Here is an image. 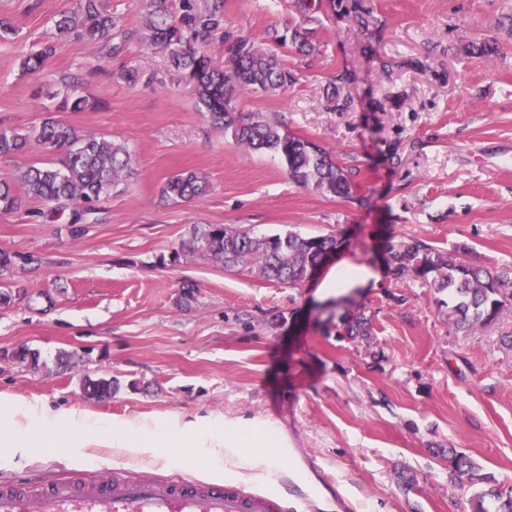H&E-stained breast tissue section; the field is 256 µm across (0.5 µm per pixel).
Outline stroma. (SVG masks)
I'll return each instance as SVG.
<instances>
[{
  "label": "stroma",
  "mask_w": 512,
  "mask_h": 512,
  "mask_svg": "<svg viewBox=\"0 0 512 512\" xmlns=\"http://www.w3.org/2000/svg\"><path fill=\"white\" fill-rule=\"evenodd\" d=\"M300 0H225L224 24L274 53L294 77L274 94L242 91L239 107L336 150L348 198L294 184L278 155L238 148L200 112L164 52L143 40L147 0H101L117 27L112 52L59 33L78 0H0L17 30L0 40V129L30 133L44 118L104 136L133 155L130 175L82 224L70 209L30 197L0 211V251L15 265L0 288V393L100 421H140L179 438L170 460L103 449L98 464L54 457L0 462V481L96 477L115 467L199 479L206 459L186 423L246 419L278 430L297 482L239 479L256 495L300 485L293 512H462L466 489L448 478L440 448L470 456L512 485V310L479 332L448 326V293L383 274L390 242L416 238L493 272L512 271V0H322L319 50L271 43L301 20ZM367 16L361 28L357 15ZM496 43L487 58L472 44ZM49 45L39 73L23 58ZM136 73V82L121 79ZM74 91L81 112L59 104ZM206 176L211 192L174 203L173 174ZM258 236L335 234L329 265L348 259L380 279L319 301L297 288L180 252L193 225ZM192 299H183L185 290ZM365 313L368 338L341 318ZM36 353L38 368L12 360ZM72 356L60 369V352ZM113 381L111 399L86 397L85 379ZM416 477L404 489L401 472Z\"/></svg>",
  "instance_id": "35a3bbf8"
}]
</instances>
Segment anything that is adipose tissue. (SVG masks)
I'll return each instance as SVG.
<instances>
[{"instance_id": "1", "label": "adipose tissue", "mask_w": 512, "mask_h": 512, "mask_svg": "<svg viewBox=\"0 0 512 512\" xmlns=\"http://www.w3.org/2000/svg\"><path fill=\"white\" fill-rule=\"evenodd\" d=\"M380 274L367 265L347 261L337 264L321 283L317 294L336 295L344 290L378 280ZM193 433L214 436L208 452L211 461L203 476L215 480L224 476V461L237 458L243 469L263 468L268 478L279 481L286 471L280 464L277 434L255 424L235 422L215 428L208 421L196 423ZM168 441L158 428L134 423L100 422L69 411L49 412L45 408L0 394V459L12 456L70 454L77 461H93L102 448H111L130 458L166 457Z\"/></svg>"}]
</instances>
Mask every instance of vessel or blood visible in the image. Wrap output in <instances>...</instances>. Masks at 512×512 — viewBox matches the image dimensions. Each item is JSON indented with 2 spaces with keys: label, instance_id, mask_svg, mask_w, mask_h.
Returning <instances> with one entry per match:
<instances>
[{
  "label": "vessel or blood",
  "instance_id": "1",
  "mask_svg": "<svg viewBox=\"0 0 512 512\" xmlns=\"http://www.w3.org/2000/svg\"><path fill=\"white\" fill-rule=\"evenodd\" d=\"M284 497H252L221 484L189 478L165 480L130 475L70 477L37 484H0V512H288Z\"/></svg>",
  "mask_w": 512,
  "mask_h": 512
}]
</instances>
